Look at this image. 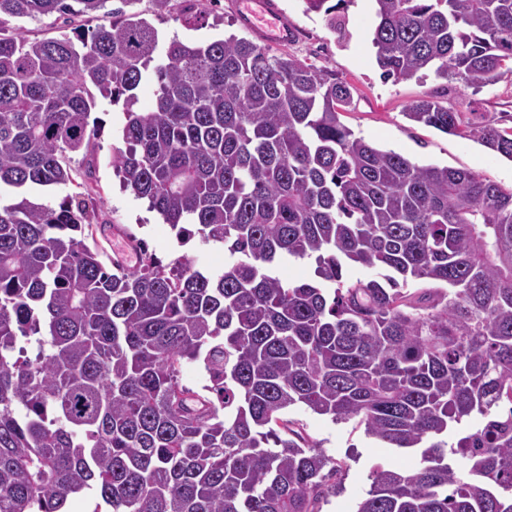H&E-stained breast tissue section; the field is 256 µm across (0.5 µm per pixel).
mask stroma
I'll return each mask as SVG.
<instances>
[{"mask_svg": "<svg viewBox=\"0 0 512 512\" xmlns=\"http://www.w3.org/2000/svg\"><path fill=\"white\" fill-rule=\"evenodd\" d=\"M295 28L294 40L270 45L271 54L292 55L346 81L351 102L340 119L356 136L383 150H392L421 164L471 170L504 190H512V161L472 140L444 134L406 118L408 107L427 96L458 111L463 122L485 120L502 127L512 126V79L474 89L457 81L435 76L417 80H386L380 75L371 45L372 0H349L343 10L344 34H335L321 13L306 11L303 0H278ZM134 13L152 24L161 43L177 38L185 42H210L227 34L246 35L233 0H173L169 12L157 14L152 0H136ZM96 19L56 13L37 17L6 18L0 30L22 33L31 40L59 38L77 26L91 29ZM97 132L89 150L72 154L73 181L62 187L33 191L32 201L57 205L65 195H73L87 205L98 246L107 256H118L117 239L136 238L162 263L181 260L193 269L217 272L230 256L223 246L192 237L179 242L174 231L147 200L123 189L113 164L124 143L118 130L124 121L121 106L99 102L91 114ZM305 432L333 459L343 465L340 494L322 502L321 512H355L368 489L375 467L413 470L419 457L398 452L368 438L353 423H336L296 406L289 410Z\"/></svg>", "mask_w": 512, "mask_h": 512, "instance_id": "35a3bbf8", "label": "stroma"}]
</instances>
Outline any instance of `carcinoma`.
<instances>
[{
	"label": "carcinoma",
	"instance_id": "carcinoma-1",
	"mask_svg": "<svg viewBox=\"0 0 512 512\" xmlns=\"http://www.w3.org/2000/svg\"><path fill=\"white\" fill-rule=\"evenodd\" d=\"M105 2L0 0V16ZM372 45L385 79L493 85L512 74V0H375ZM351 96L235 34L161 48L122 10L62 38L0 32V512H61L85 489L110 512H320L341 467L294 406L419 452L376 469L356 512H512V191L355 136ZM99 98L123 107V184L239 260L208 274L141 248L111 268L86 206L28 198L72 181ZM405 115L512 161V127L431 98ZM286 258L315 279L273 274ZM185 362L205 392L180 384ZM179 377L183 385L198 392H204L205 386L210 384L206 372L196 363L183 364Z\"/></svg>",
	"mask_w": 512,
	"mask_h": 512
}]
</instances>
